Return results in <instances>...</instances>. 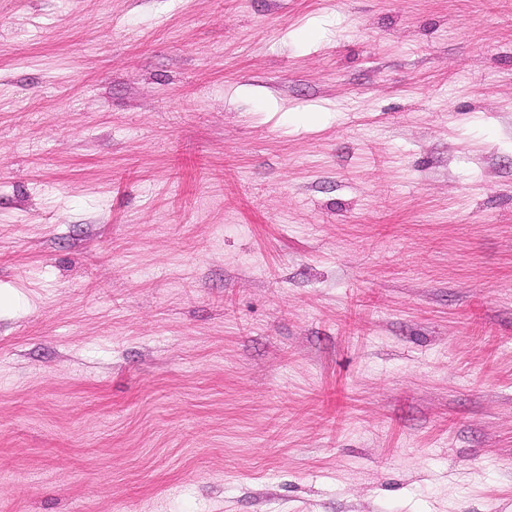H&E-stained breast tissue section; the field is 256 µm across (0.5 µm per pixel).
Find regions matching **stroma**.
<instances>
[{
  "label": "stroma",
  "instance_id": "1",
  "mask_svg": "<svg viewBox=\"0 0 512 512\" xmlns=\"http://www.w3.org/2000/svg\"><path fill=\"white\" fill-rule=\"evenodd\" d=\"M0 512H512V0H0Z\"/></svg>",
  "mask_w": 512,
  "mask_h": 512
}]
</instances>
